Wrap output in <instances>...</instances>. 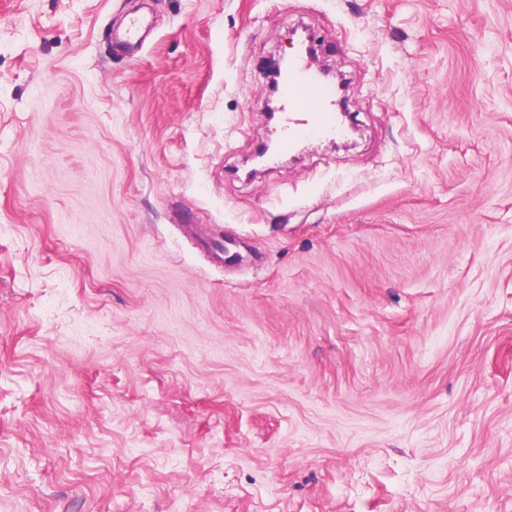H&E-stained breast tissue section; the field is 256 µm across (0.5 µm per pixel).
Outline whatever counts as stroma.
<instances>
[{"label": "stroma", "instance_id": "35a3bbf8", "mask_svg": "<svg viewBox=\"0 0 512 512\" xmlns=\"http://www.w3.org/2000/svg\"><path fill=\"white\" fill-rule=\"evenodd\" d=\"M0 512H512V0H0ZM308 55L292 57L280 78V123L276 129L282 149L311 139H336L344 134L336 121V85L316 69Z\"/></svg>", "mask_w": 512, "mask_h": 512}]
</instances>
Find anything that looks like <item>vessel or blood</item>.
Here are the masks:
<instances>
[{"label":"vessel or blood","instance_id":"vessel-or-blood-1","mask_svg":"<svg viewBox=\"0 0 512 512\" xmlns=\"http://www.w3.org/2000/svg\"><path fill=\"white\" fill-rule=\"evenodd\" d=\"M280 123L276 130L282 148L311 139H334L343 130L336 121V85L316 69L310 56H296L280 78Z\"/></svg>","mask_w":512,"mask_h":512}]
</instances>
